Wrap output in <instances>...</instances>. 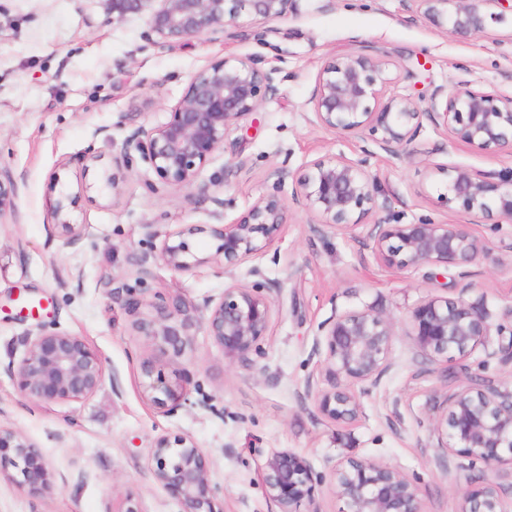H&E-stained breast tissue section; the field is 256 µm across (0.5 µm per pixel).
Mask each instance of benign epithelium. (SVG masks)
I'll return each instance as SVG.
<instances>
[{
	"mask_svg": "<svg viewBox=\"0 0 512 512\" xmlns=\"http://www.w3.org/2000/svg\"><path fill=\"white\" fill-rule=\"evenodd\" d=\"M301 0H112L120 12L148 10L149 29L171 43L186 38L224 32L243 23L262 27L272 21L300 14ZM407 10L421 15L452 35L475 37L484 31L479 0H403ZM263 70L249 56L228 55L195 73L183 95L170 107L164 120L140 125L125 140L124 151L115 157L118 166H129L135 150L147 164L140 176L150 175L165 184L191 190L188 197L211 201L212 224L187 229L160 230L144 224L149 240H160L157 258L175 272L201 264L222 269L229 278L224 291L196 305L179 295L145 292L125 282L132 277L142 285L153 276L149 257L133 260L129 273L103 274L100 287L114 297L126 292L125 309L132 328L148 342L181 357L204 329L224 356L252 364L250 355L267 336L274 312L269 282L244 283L235 273L243 262L262 255L287 223L288 204L281 195L287 173L277 169L272 191L256 199L247 212L231 224L223 223L224 200L213 191L214 183L201 179L214 155L224 150L231 136L243 130L261 105L278 94L274 74ZM397 81L389 63L364 51L331 56L321 66L309 104L308 121L330 131L369 132L384 153L398 157L414 140L424 122L444 126L453 142L512 149V97L495 96L462 82L447 90L435 89L429 105L419 108L412 97L390 93ZM447 193L467 212L497 213L512 223V168L505 171H474L456 166L446 170ZM17 187L11 175L0 170V223L16 209ZM291 200L306 211L312 223L334 231L361 225L362 219L386 209L379 201L377 176L359 161L339 154L309 161L293 180ZM72 200L60 197L52 206L56 224L68 237L63 245L82 239V226L68 219ZM208 233L215 250L204 258L190 254L185 236ZM367 239L387 266L422 270L453 266L467 276L468 267L484 253L482 240L467 224L436 223L369 225ZM151 307L147 316L141 307ZM410 336L431 360L451 362L470 354L491 335L487 314L463 299L431 298L410 313ZM322 337L313 352L325 347V363L332 377L344 384L314 388L319 412L333 422H352L361 413L358 393L375 386L391 367L395 336L392 320L370 311H351L334 316L321 326ZM22 396L39 401L72 402L92 395L102 384L105 368L85 340L71 333L39 324L25 338V352L17 368ZM143 394L155 408L174 413L187 405L186 378L167 376L148 357L140 363ZM438 434L446 438L450 455L480 460L489 466L512 456V386L479 382L460 386L445 399L435 420ZM153 481L175 497L181 512H218V490L209 479L205 453L191 438L161 435L149 446ZM0 476L45 496L54 492L52 473L40 448L11 428L0 426ZM339 512H425L417 489L397 467L366 459L350 458L333 468ZM263 480L280 512H299L302 503H314L317 473L300 455L287 449L270 452L263 465ZM503 485L490 481L462 492L460 512H509Z\"/></svg>",
	"mask_w": 512,
	"mask_h": 512,
	"instance_id": "benign-epithelium-1",
	"label": "benign epithelium"
}]
</instances>
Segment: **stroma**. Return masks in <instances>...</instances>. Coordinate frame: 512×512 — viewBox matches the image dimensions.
Returning a JSON list of instances; mask_svg holds the SVG:
<instances>
[{
  "label": "stroma",
  "instance_id": "stroma-1",
  "mask_svg": "<svg viewBox=\"0 0 512 512\" xmlns=\"http://www.w3.org/2000/svg\"><path fill=\"white\" fill-rule=\"evenodd\" d=\"M481 13L484 33L460 38L407 13L400 0H334L327 10L319 0H303L295 18L164 45L144 14H113L112 0H0V168L18 187L17 210L0 223V425L39 446L58 485L41 497L0 478V512H125L131 502L142 512H179L148 470V446L162 434L191 437L203 448L219 512H278L262 466L280 449L320 473L318 512H338L331 471L348 457L398 467L426 512H458L461 489L512 482V467L448 456L433 413L453 386L512 383V223L476 221L458 203H445L446 177L437 170L500 171L512 167V150L453 144L428 123L406 155L392 157L369 133L329 131L307 119L325 59L362 48L390 63L396 92L416 99L461 81L512 97V12L486 0ZM227 55L276 69L279 92L202 173L224 185L225 223L271 191V170L295 177L313 158L342 154L376 174L388 201L386 223L474 224L486 251L469 276L454 267L434 278L386 268L365 229L319 231L293 206L265 253L236 270L246 281L258 266L278 285L276 313L251 364L224 358L201 333L175 359L133 331L123 301L100 287L101 274L126 273L135 256L155 255L143 225L207 224L213 205L161 182L148 189L144 164L119 167L114 158L135 127L156 122L180 98L196 71ZM100 127L111 141L93 137ZM239 156L245 167H237ZM62 195L75 197L70 220L85 227L69 247L50 214ZM153 271L150 295L199 305L224 290L223 274L210 265L178 273L156 261ZM436 297L480 305L492 325L484 343L449 366L427 360L409 334L411 309ZM33 306L38 318L21 316V308ZM363 309L393 320L392 367L361 395L357 421L337 425L305 393L307 379L325 380L313 345L321 324ZM40 321L82 336L101 357L105 378L88 399L21 395L13 370L26 332ZM147 355L164 372L177 368L188 378L189 406L169 415L144 399L140 363ZM203 392L216 395L223 416L196 407Z\"/></svg>",
  "mask_w": 512,
  "mask_h": 512
}]
</instances>
